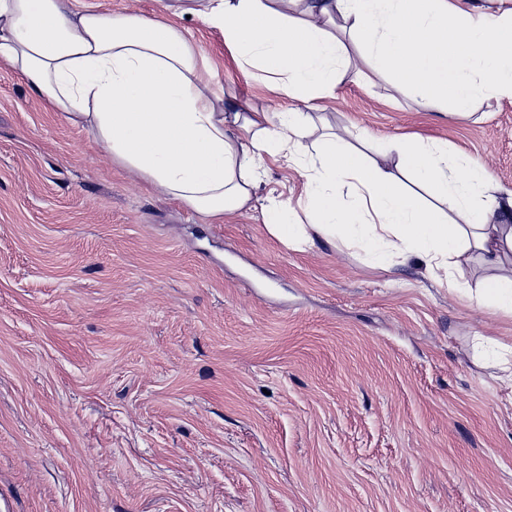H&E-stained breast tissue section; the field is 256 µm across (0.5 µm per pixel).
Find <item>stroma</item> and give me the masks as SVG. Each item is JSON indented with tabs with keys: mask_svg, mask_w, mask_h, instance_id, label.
I'll return each instance as SVG.
<instances>
[{
	"mask_svg": "<svg viewBox=\"0 0 512 512\" xmlns=\"http://www.w3.org/2000/svg\"><path fill=\"white\" fill-rule=\"evenodd\" d=\"M175 23L226 104L293 108L219 30ZM321 114L446 142L512 194L510 100L451 117L375 74ZM265 166L261 194L297 207L304 170ZM511 358L512 316L415 262L205 219L0 69V512H512Z\"/></svg>",
	"mask_w": 512,
	"mask_h": 512,
	"instance_id": "1",
	"label": "stroma"
}]
</instances>
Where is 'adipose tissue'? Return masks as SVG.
I'll use <instances>...</instances> for the list:
<instances>
[{
  "label": "adipose tissue",
  "instance_id": "1",
  "mask_svg": "<svg viewBox=\"0 0 512 512\" xmlns=\"http://www.w3.org/2000/svg\"><path fill=\"white\" fill-rule=\"evenodd\" d=\"M166 0L163 14H103L73 0H0V66L111 160L205 218L258 210L287 247L338 240L375 267L416 261L439 284L479 264L466 297L512 315V194L446 145L326 128L315 109L346 77L387 76L433 112L512 99V0ZM224 34L244 73L269 75L293 112H228L206 53L174 15ZM244 136H237V129ZM306 170L304 214L259 199L264 161Z\"/></svg>",
  "mask_w": 512,
  "mask_h": 512
}]
</instances>
